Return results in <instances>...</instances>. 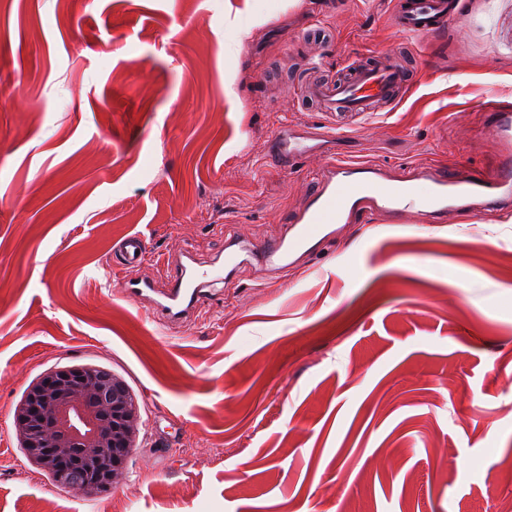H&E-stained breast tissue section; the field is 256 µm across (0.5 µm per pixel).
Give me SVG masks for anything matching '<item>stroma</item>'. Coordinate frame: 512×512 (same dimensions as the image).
Returning <instances> with one entry per match:
<instances>
[{
	"mask_svg": "<svg viewBox=\"0 0 512 512\" xmlns=\"http://www.w3.org/2000/svg\"><path fill=\"white\" fill-rule=\"evenodd\" d=\"M398 0H0V512H499L512 500V207L345 227L298 266L249 262L163 329L103 288L113 247L224 265L284 233L320 157L392 177L490 171L483 108L512 99V0L430 36ZM413 46L388 112L293 108L278 81ZM93 364L140 409L126 479L63 489L26 457L29 385ZM311 139H313V136L310 135L288 137V133L285 130L276 136V155L287 171L290 160L296 156L306 154L315 148V146L307 143Z\"/></svg>",
	"mask_w": 512,
	"mask_h": 512,
	"instance_id": "1",
	"label": "stroma"
}]
</instances>
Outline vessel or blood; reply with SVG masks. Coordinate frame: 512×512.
I'll list each match as a JSON object with an SVG mask.
<instances>
[{
  "label": "vessel or blood",
  "instance_id": "b4317fda",
  "mask_svg": "<svg viewBox=\"0 0 512 512\" xmlns=\"http://www.w3.org/2000/svg\"><path fill=\"white\" fill-rule=\"evenodd\" d=\"M458 7V0H403L394 22L402 30L424 37L440 31ZM410 76L404 64L388 56L355 60L345 66L337 80L311 81L304 98L319 112H375L396 101L408 87ZM487 121L488 133L502 153L495 170H461L450 176L420 167L395 179L379 164L334 161L319 174L316 191L284 234L269 240L239 242L237 250L228 253L227 264H237L242 254L271 266L285 259L304 260L332 235L334 225L348 224L380 210L433 221L451 207L474 212L512 205V101L492 104ZM310 150L306 137H291L284 131L276 137L281 163H289ZM146 251L144 237L128 236L119 244V259L112 263L113 270L123 275L121 288L134 301L156 292L151 279L132 274L144 263ZM214 276V271L202 269L189 279L174 278L169 288L160 291L157 306L166 323L186 318L203 291V283L213 281Z\"/></svg>",
  "mask_w": 512,
  "mask_h": 512
}]
</instances>
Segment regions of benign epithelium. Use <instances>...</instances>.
Returning <instances> with one entry per match:
<instances>
[{"mask_svg": "<svg viewBox=\"0 0 512 512\" xmlns=\"http://www.w3.org/2000/svg\"><path fill=\"white\" fill-rule=\"evenodd\" d=\"M14 428L29 460L61 487L115 486L138 447L139 407L121 377L75 365L29 386L15 408Z\"/></svg>", "mask_w": 512, "mask_h": 512, "instance_id": "benign-epithelium-1", "label": "benign epithelium"}]
</instances>
